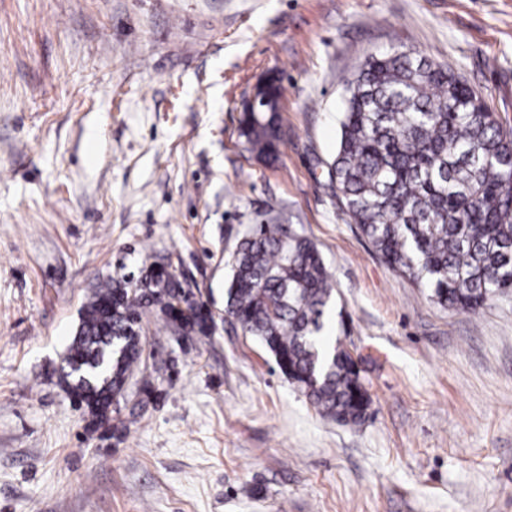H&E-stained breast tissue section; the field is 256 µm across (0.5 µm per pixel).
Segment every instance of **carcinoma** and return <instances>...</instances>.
Returning <instances> with one entry per match:
<instances>
[{
  "label": "carcinoma",
  "mask_w": 512,
  "mask_h": 512,
  "mask_svg": "<svg viewBox=\"0 0 512 512\" xmlns=\"http://www.w3.org/2000/svg\"><path fill=\"white\" fill-rule=\"evenodd\" d=\"M240 135L270 157L277 115L245 112ZM332 177L351 221L395 271L441 306L475 311L512 291V131L482 92L415 51L370 55L349 83ZM224 316L256 337L317 411L358 425L370 395L333 334L335 285L315 243L280 216L251 226L230 253ZM208 335L211 312L146 254L137 279L108 277L80 313L61 380L105 436L143 364L145 325Z\"/></svg>",
  "instance_id": "1"
}]
</instances>
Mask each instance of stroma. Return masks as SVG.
I'll return each instance as SVG.
<instances>
[{
  "instance_id": "1",
  "label": "stroma",
  "mask_w": 512,
  "mask_h": 512,
  "mask_svg": "<svg viewBox=\"0 0 512 512\" xmlns=\"http://www.w3.org/2000/svg\"><path fill=\"white\" fill-rule=\"evenodd\" d=\"M414 49L512 129V0H0V512H512V293L449 309L393 271L330 178L347 84ZM279 78L281 139L241 106ZM275 209L320 250L371 397L323 418L224 318ZM210 336L149 340L158 403L86 433L59 383L94 284L145 250ZM276 78L267 76L254 87L252 96L242 104L244 112L240 121V135L245 139L249 150L259 156L270 157L280 139L277 128V115L261 112L260 105H266L270 99V85Z\"/></svg>"
}]
</instances>
